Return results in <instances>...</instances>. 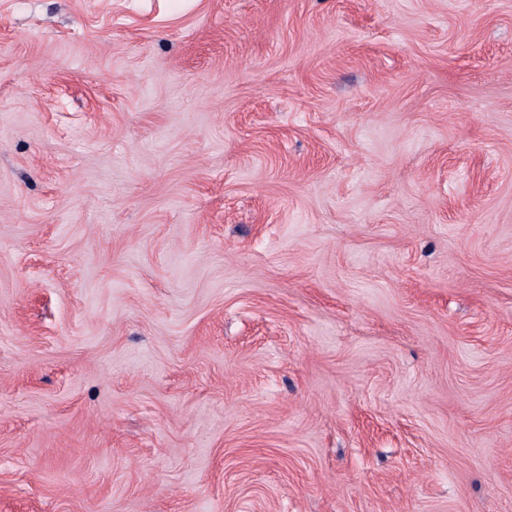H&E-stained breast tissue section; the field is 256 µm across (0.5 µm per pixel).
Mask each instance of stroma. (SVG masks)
I'll return each mask as SVG.
<instances>
[{
  "mask_svg": "<svg viewBox=\"0 0 512 512\" xmlns=\"http://www.w3.org/2000/svg\"><path fill=\"white\" fill-rule=\"evenodd\" d=\"M0 512H512V0H0Z\"/></svg>",
  "mask_w": 512,
  "mask_h": 512,
  "instance_id": "obj_1",
  "label": "stroma"
}]
</instances>
